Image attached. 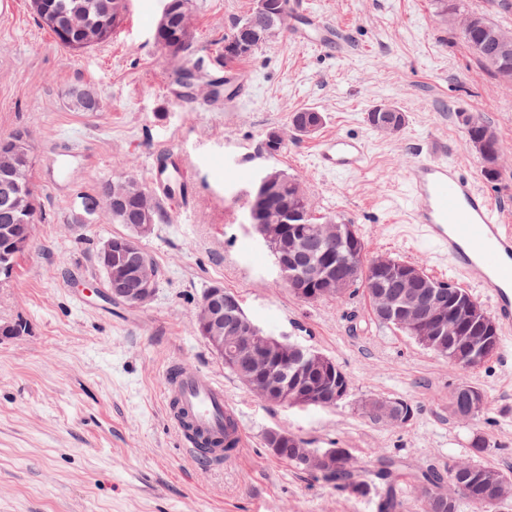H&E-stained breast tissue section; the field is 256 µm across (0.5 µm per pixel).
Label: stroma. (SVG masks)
Masks as SVG:
<instances>
[{
  "instance_id": "35a3bbf8",
  "label": "stroma",
  "mask_w": 512,
  "mask_h": 512,
  "mask_svg": "<svg viewBox=\"0 0 512 512\" xmlns=\"http://www.w3.org/2000/svg\"><path fill=\"white\" fill-rule=\"evenodd\" d=\"M289 2L287 31L241 61L254 87L235 106L206 81L252 0H193L189 83L157 45L154 27L139 22V7L157 16L162 0H131L109 41L79 52L38 25L29 0L0 14V138L29 133L39 202L35 245L0 281V324L26 325L22 335L0 339V512H376L375 498L338 492L271 455L264 438L276 428L314 448L349 449L362 469L380 454L400 456L401 512H422L413 478L423 469L474 460L512 472V365L495 356L460 371L379 324L360 291L341 302L295 297L247 222L255 179L277 167L301 183L315 217L356 225L368 255L414 262L463 286L447 259L411 232L404 174L419 151L434 149L472 172L512 225V86L477 62L432 0ZM310 15L338 28L349 52L300 39ZM75 86L94 89L101 110L75 111L68 100ZM381 103L405 113L399 134L368 125ZM301 109L323 113L320 137L365 141L366 166L320 169L319 137L288 133ZM464 113L499 138L494 180L466 145ZM272 129L286 132L285 150L256 158ZM166 152L183 155L195 194L186 207L163 202L166 220L141 238L161 284L148 305L131 308L107 296L96 262L104 241L127 232L97 199L122 173L154 190ZM216 285L239 295L267 334L296 336L331 357L351 380L347 399L326 409L257 399L191 330ZM173 364L223 384L247 434L230 459L199 464L180 451L164 391ZM463 379L485 396L474 421L451 412ZM369 398L406 400L414 415L404 426L373 421L362 409ZM477 436L487 446L479 456Z\"/></svg>"
}]
</instances>
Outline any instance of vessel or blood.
Returning a JSON list of instances; mask_svg holds the SVG:
<instances>
[{
  "label": "vessel or blood",
  "mask_w": 512,
  "mask_h": 512,
  "mask_svg": "<svg viewBox=\"0 0 512 512\" xmlns=\"http://www.w3.org/2000/svg\"><path fill=\"white\" fill-rule=\"evenodd\" d=\"M224 86L237 99L250 93L249 78L237 67H225ZM316 158L325 170H358L367 160V146L356 138L331 136L318 145ZM406 186L413 200L412 223L469 284L487 289L502 334H512V226L501 222L493 198L474 175L430 152L409 166ZM165 397L185 451L203 463L223 460L224 419L235 414L223 385L173 368Z\"/></svg>",
  "instance_id": "obj_1"
}]
</instances>
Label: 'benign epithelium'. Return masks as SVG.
<instances>
[{
	"label": "benign epithelium",
	"instance_id": "7a95c632",
	"mask_svg": "<svg viewBox=\"0 0 512 512\" xmlns=\"http://www.w3.org/2000/svg\"><path fill=\"white\" fill-rule=\"evenodd\" d=\"M257 15L280 17L282 0H253ZM466 31H482L491 45V61L497 63L512 57V32L492 29L482 14L472 12L465 20ZM268 34L247 25L233 40L224 45L228 55H247ZM74 104L84 109L100 107L99 99L88 90L72 92ZM369 123L379 132L394 135L402 126L401 114L391 104H379L367 113ZM317 112H298L293 124L299 132L312 136L321 128ZM283 135L269 131L259 142L257 153L269 156L281 145ZM481 159L484 169L498 171L501 145L495 133L486 128L478 139L468 141ZM0 150L12 158V164L0 170V191L12 210L30 214L36 206L33 192L18 181L19 170L31 156L30 140L23 130L0 141ZM280 191V180L270 168L264 169L253 187L248 223L267 246L281 249L288 242V255L278 258L279 277L300 299L314 302L343 298L357 279L362 263L367 261L374 273L372 294L378 304L380 319L392 322L416 336L426 347L442 350L448 346L464 355L455 359L462 367L481 363L495 346V328L490 314L470 296L450 283L437 282L417 264L399 263L388 257L366 258L365 248L353 224L329 222L324 225L306 223L307 213L301 207L279 212L276 222L264 215ZM33 230L28 224L0 225V271L9 273L16 258L31 245ZM334 241L342 247L343 256L324 253L311 263L307 258L321 250L322 242ZM136 239L117 248L107 240L98 251V260L108 278V295L129 307L150 303L155 295V272L148 259L134 245ZM194 322L200 335L225 363L246 370L245 383L255 396L265 402L289 407L331 406L348 395V385L334 361L322 352L292 341L286 336H271L263 331L242 308L239 300L224 287L207 289L196 312ZM484 406L482 391L472 385H458L451 398L453 414L471 419ZM368 412L377 420L406 425L412 416L404 404L371 400ZM345 455L342 448L318 452L308 448L302 462L321 468ZM484 500L497 502L512 496V480L495 475H480Z\"/></svg>",
	"mask_w": 512,
	"mask_h": 512
}]
</instances>
